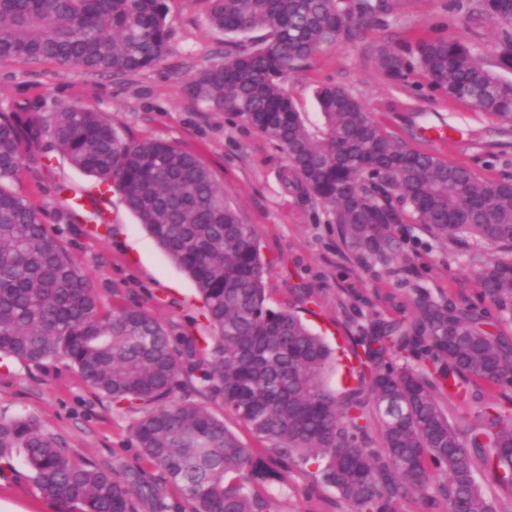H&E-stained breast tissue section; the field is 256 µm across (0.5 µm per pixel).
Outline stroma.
<instances>
[{"label": "stroma", "instance_id": "obj_1", "mask_svg": "<svg viewBox=\"0 0 512 512\" xmlns=\"http://www.w3.org/2000/svg\"><path fill=\"white\" fill-rule=\"evenodd\" d=\"M387 4L383 26L327 47L290 75L284 87L300 111L318 120L316 87L340 84L376 122L410 145L420 146L423 126L446 123L461 128V135L430 144V151L483 177L512 176V125L468 111L425 87L389 86L372 61L375 44L411 40L444 20L450 32L477 44L491 62L497 53L493 24L451 12L449 0ZM167 5L171 51L157 67L104 77L75 65L0 62V100L21 86L58 107L77 97L105 113L122 137L159 138L198 153L258 236L268 264L264 288L270 306L297 312L332 347L358 351L360 338L377 323L410 317L421 297L481 308L485 330L512 339V316L501 313L474 276L492 256L511 263L512 252L440 241L420 224H394L390 232L403 249L399 264L360 259L325 206L286 182L288 161L280 148L227 112L185 95L184 83L220 59L230 37L210 26L209 0H167ZM5 186L43 212L48 233L89 279L101 306L118 300L141 308L173 336L210 335L193 283L138 224L115 188L75 169L51 145L40 163ZM99 193L108 223L96 224L88 211L70 216L72 196ZM469 387L472 398L443 403L449 421L461 428L476 419L483 395L512 396V387L504 390L480 379L470 380ZM1 412L32 417L77 457L119 471L138 464L130 433L135 413L72 380L18 362L0 366ZM6 497L31 512H60L20 474L0 476V499Z\"/></svg>", "mask_w": 512, "mask_h": 512}]
</instances>
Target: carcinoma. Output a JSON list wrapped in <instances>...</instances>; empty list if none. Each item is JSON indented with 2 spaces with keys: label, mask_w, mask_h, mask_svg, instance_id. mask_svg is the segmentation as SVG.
Segmentation results:
<instances>
[{
  "label": "carcinoma",
  "mask_w": 512,
  "mask_h": 512,
  "mask_svg": "<svg viewBox=\"0 0 512 512\" xmlns=\"http://www.w3.org/2000/svg\"><path fill=\"white\" fill-rule=\"evenodd\" d=\"M209 2L212 27L263 35L199 70L186 93L280 146L292 185L329 207L360 257L391 261L401 246L388 225L404 219L439 240L512 251L511 177H480L409 146L340 85L316 89L317 123L285 91L288 75L325 47L383 24L385 0ZM455 7L496 26L498 67L511 71L512 0ZM166 14V0H0V62L139 73L169 54ZM374 63L392 82L419 76L416 86L512 124V80L443 27L377 46ZM48 140L72 166L120 191L193 280L213 335L173 338L137 307H100L42 213L0 187V356L63 368L139 414L131 436L142 463L121 475L76 458L32 420L1 413V473L22 466L63 512H167L150 470L174 489L179 512H282L273 488L320 460L308 489L313 512L336 507L321 495L324 485L357 512H493L474 473L486 468L512 488V398L488 400L465 430L441 404L471 378L512 385V342L486 331L477 308L420 299L412 317L377 324L363 342L355 385L338 394L326 384L333 349L297 314L268 305L255 232L200 156L160 139L124 138L94 108L51 109L21 87L0 108V182L38 163ZM476 275L509 310L512 264L491 258ZM183 378L221 400L258 446L205 408L174 400Z\"/></svg>",
  "instance_id": "carcinoma-1"
}]
</instances>
